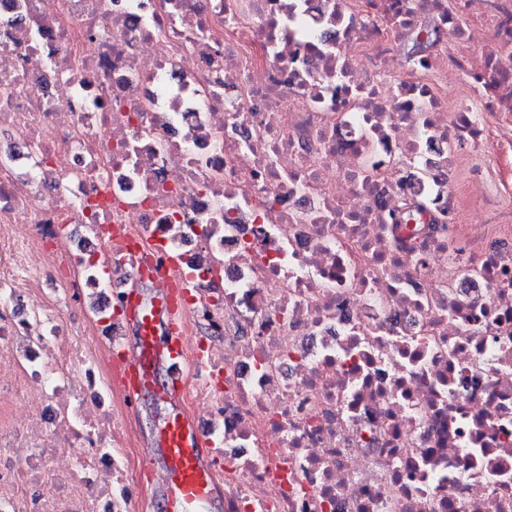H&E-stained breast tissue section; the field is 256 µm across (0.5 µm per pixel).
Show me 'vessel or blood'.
I'll return each mask as SVG.
<instances>
[{
    "label": "vessel or blood",
    "instance_id": "1",
    "mask_svg": "<svg viewBox=\"0 0 512 512\" xmlns=\"http://www.w3.org/2000/svg\"><path fill=\"white\" fill-rule=\"evenodd\" d=\"M127 303L142 338L136 355L126 360L122 383L127 393L133 398L138 396L141 387L149 381L151 362L159 357L167 365L170 393L180 395L187 340L180 334L170 301L144 306L131 297ZM160 325L165 328L161 337L155 334ZM163 441L167 451L163 496L174 512H195L212 492V470L204 461L206 448L200 426L192 418L172 416L165 425Z\"/></svg>",
    "mask_w": 512,
    "mask_h": 512
}]
</instances>
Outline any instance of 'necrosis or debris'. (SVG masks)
<instances>
[{"instance_id":"1","label":"necrosis or debris","mask_w":512,"mask_h":512,"mask_svg":"<svg viewBox=\"0 0 512 512\" xmlns=\"http://www.w3.org/2000/svg\"><path fill=\"white\" fill-rule=\"evenodd\" d=\"M425 15L487 49L374 63ZM452 70L512 112V0H0V512H132L112 275L158 253L225 512H512V226L456 221Z\"/></svg>"}]
</instances>
